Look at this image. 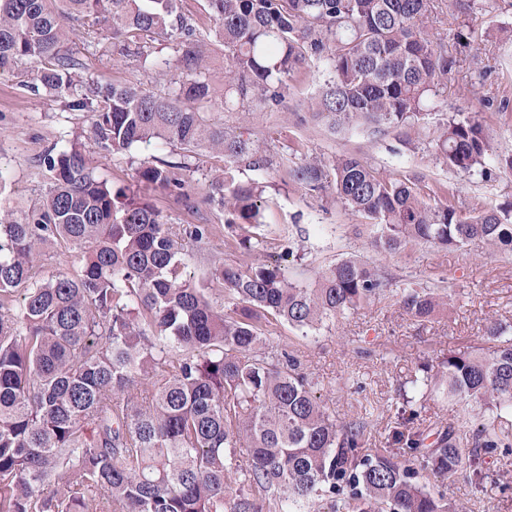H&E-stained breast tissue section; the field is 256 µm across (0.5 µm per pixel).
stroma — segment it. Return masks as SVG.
I'll return each mask as SVG.
<instances>
[{
    "instance_id": "1",
    "label": "stroma",
    "mask_w": 512,
    "mask_h": 512,
    "mask_svg": "<svg viewBox=\"0 0 512 512\" xmlns=\"http://www.w3.org/2000/svg\"><path fill=\"white\" fill-rule=\"evenodd\" d=\"M428 34L448 47L454 66L443 78L435 101L438 118L458 112L484 117L493 154L512 153V0H476L474 6L449 7L441 0L424 23ZM90 65L91 74L114 83L138 84L167 92L169 77L156 76L118 51L110 37L77 33L71 45ZM21 69L0 72V167L11 174L0 205L28 210L51 183L41 164L43 152L77 142L97 174L113 187H135V171L144 161L184 160L191 185L190 200L152 195L153 205L174 230L208 224L207 244L185 245L186 274L205 283L214 305L224 303V284L215 267L252 260L282 258L290 277L307 283L339 258L357 254L383 268L393 287L407 284L439 289L450 308L428 322L409 317L396 297L385 294L362 304L309 337L287 325L270 322L264 334L270 344L292 351L337 419L368 416L367 449L386 447L390 423L404 410L403 394L422 362L438 364L448 350L484 343L492 322L512 323V254L485 245L445 249L420 244L401 253H376L359 229L361 216L336 202L331 192H311L285 183L277 169L241 173L242 180L263 183L266 251L241 254L224 233V215L205 200L210 181L224 172L223 155L184 153L179 146L153 142L129 151L100 148L91 134L88 113L73 111L47 92L33 93ZM321 78L310 69L295 73L284 105L275 112H255L251 124L268 154L282 156L290 147L324 161L356 152L381 170L402 180L420 177L448 186V202L463 211L504 209L512 212V174L457 173L440 164L431 145L432 130L416 129L411 144L394 136L372 139L356 130L334 132L313 116ZM508 108H499V101ZM488 477L473 486L462 479L442 489L457 512H512V453L487 459Z\"/></svg>"
}]
</instances>
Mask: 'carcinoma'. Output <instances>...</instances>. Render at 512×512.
<instances>
[{
	"instance_id": "cac0c4a2",
	"label": "carcinoma",
	"mask_w": 512,
	"mask_h": 512,
	"mask_svg": "<svg viewBox=\"0 0 512 512\" xmlns=\"http://www.w3.org/2000/svg\"><path fill=\"white\" fill-rule=\"evenodd\" d=\"M433 0H202L224 46V94L207 77V49L178 0H0V71L26 65L28 85L91 113V133L106 150L163 140L188 152L224 155V175L207 202L224 212L228 241L243 254L264 246L263 189L243 170L272 160L248 126L250 111L283 106L303 68L323 76L316 115L333 129L372 138L427 125L454 59L423 31ZM105 29L122 51L160 75L174 70L166 95L134 84L100 82L68 48L72 29ZM175 38L153 56L146 38ZM236 110L238 128L208 111ZM432 139L445 167L486 168L483 120L458 112ZM52 182L23 214L0 205V512H451L429 478H487L486 457L511 443L492 423L461 446L459 427L436 438L410 423L390 448H364L368 422L338 423L315 383L286 349L267 344L263 323L284 322L306 337L346 311L389 291L388 277L363 259H341L311 286L288 278L277 261L224 264V307L185 276L182 241L201 244L208 224L176 233L142 194L189 199L184 164L143 162L138 190L113 188L90 167L79 143L47 150ZM283 180L336 201L368 221L369 245L396 253L418 244L462 249L481 243L512 252V224L493 209L448 206L437 183L425 200L415 183L384 174L358 153L325 163L305 157ZM66 242L82 254L74 275H36L35 257ZM438 290L409 286L400 306L428 321ZM486 348L450 351L437 370L413 377L420 398L442 391L489 411L512 409V327L494 322ZM146 381L140 398L132 387ZM248 449L247 461L236 449ZM98 490L100 497L91 495Z\"/></svg>"
}]
</instances>
